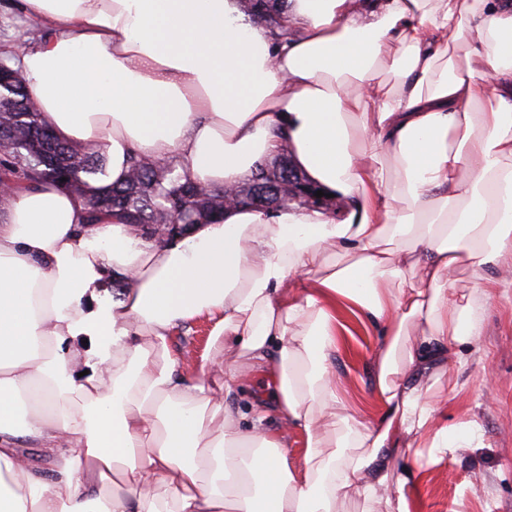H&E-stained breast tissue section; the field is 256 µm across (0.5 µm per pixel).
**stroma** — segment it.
<instances>
[{
	"instance_id": "obj_1",
	"label": "stroma",
	"mask_w": 512,
	"mask_h": 512,
	"mask_svg": "<svg viewBox=\"0 0 512 512\" xmlns=\"http://www.w3.org/2000/svg\"><path fill=\"white\" fill-rule=\"evenodd\" d=\"M496 269H489L485 332L480 349L463 368L441 376L425 391L426 400L448 404V422L472 420L479 445L448 456L436 465L411 458L406 466L420 479L424 502L421 512H512V288L496 287ZM340 336L336 370L349 406L374 413L379 402L371 370L378 333L355 321ZM211 325L205 320L187 323L170 341L190 355L181 366L190 380L202 378L201 357Z\"/></svg>"
}]
</instances>
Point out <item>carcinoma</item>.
Wrapping results in <instances>:
<instances>
[{
	"instance_id": "carcinoma-1",
	"label": "carcinoma",
	"mask_w": 512,
	"mask_h": 512,
	"mask_svg": "<svg viewBox=\"0 0 512 512\" xmlns=\"http://www.w3.org/2000/svg\"><path fill=\"white\" fill-rule=\"evenodd\" d=\"M0 100L4 102V120L19 132L14 141L0 144V153L6 156L0 176L22 182L29 188L42 182L59 183L66 179V183L81 188L90 198L102 200L94 209H86L89 224H98L115 211L121 212L126 219H136L137 227L157 224L170 216L173 198L194 188L202 192L197 220L210 221L224 210L220 189L199 187L172 161L164 165L148 164L133 156L128 180L119 185L97 187L91 180L103 171V157L92 149L59 139L51 148L55 165L49 169L43 165L42 152L32 145L34 136L46 126V122L37 108L30 86L23 80L6 86L0 89ZM287 161L289 158L283 154L272 164H257L250 181L241 186L239 192H247L253 180L277 178Z\"/></svg>"
}]
</instances>
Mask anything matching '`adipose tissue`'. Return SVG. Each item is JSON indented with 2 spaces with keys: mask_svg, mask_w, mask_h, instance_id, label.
Segmentation results:
<instances>
[{
  "mask_svg": "<svg viewBox=\"0 0 512 512\" xmlns=\"http://www.w3.org/2000/svg\"><path fill=\"white\" fill-rule=\"evenodd\" d=\"M280 10L287 39L243 0H23L48 33L10 63L61 140L103 148L105 183L135 155L232 188L285 151L349 209L230 206L148 244L117 216L86 224L60 184L0 193V512H341L354 495L420 512L402 460L472 447L422 383L482 336L487 294L459 274L512 265V0ZM340 309L383 337L371 415L336 383ZM199 319L223 382L177 372L170 334ZM253 368L275 392L244 425L233 384Z\"/></svg>",
  "mask_w": 512,
  "mask_h": 512,
  "instance_id": "adipose-tissue-1",
  "label": "adipose tissue"
}]
</instances>
